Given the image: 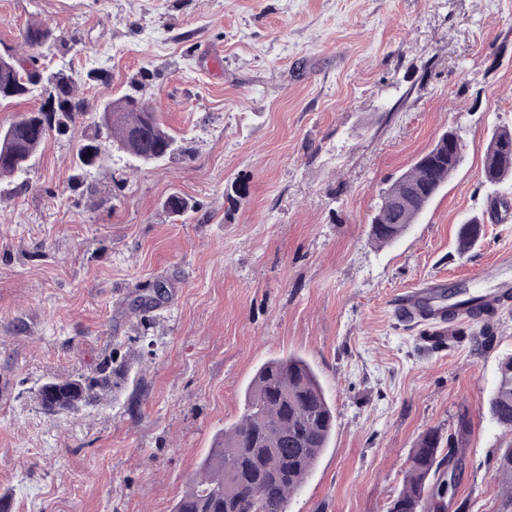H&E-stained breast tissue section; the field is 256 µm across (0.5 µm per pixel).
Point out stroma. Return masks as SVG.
I'll return each mask as SVG.
<instances>
[{
  "label": "stroma",
  "instance_id": "1",
  "mask_svg": "<svg viewBox=\"0 0 512 512\" xmlns=\"http://www.w3.org/2000/svg\"><path fill=\"white\" fill-rule=\"evenodd\" d=\"M31 24L54 35L35 68L93 101L138 90L179 149L136 171L113 151L76 182L80 119L27 188L0 177V512H173L257 370L288 355L336 417L288 512H386L431 429L457 464L441 512H512V434L488 411L512 303L442 336L392 307L431 277L512 274V181L482 180L512 127V0H0V55L22 56ZM450 129L462 166L376 245L381 190ZM172 194L195 212L171 217ZM159 284L158 307L133 308ZM111 357L129 374L101 405L40 410L42 382Z\"/></svg>",
  "mask_w": 512,
  "mask_h": 512
}]
</instances>
